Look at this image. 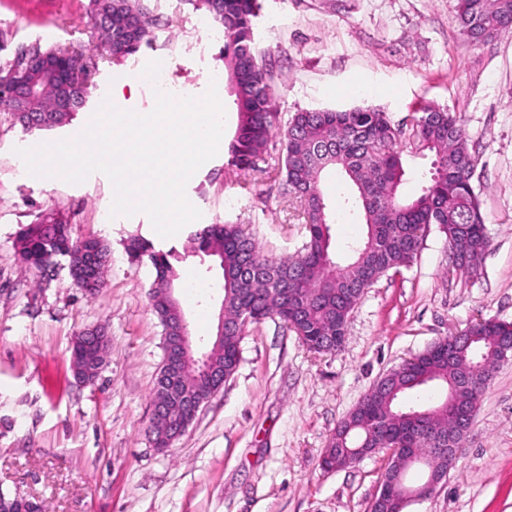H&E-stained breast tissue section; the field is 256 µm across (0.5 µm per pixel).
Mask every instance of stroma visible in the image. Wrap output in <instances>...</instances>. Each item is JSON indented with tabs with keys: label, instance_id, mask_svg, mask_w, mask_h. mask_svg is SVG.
<instances>
[{
	"label": "stroma",
	"instance_id": "stroma-1",
	"mask_svg": "<svg viewBox=\"0 0 512 512\" xmlns=\"http://www.w3.org/2000/svg\"><path fill=\"white\" fill-rule=\"evenodd\" d=\"M253 22L287 122L299 109L373 106L396 124L432 102L453 112L476 158L472 178L490 245L477 271L450 266L446 237L430 227L418 258L381 277L353 310L343 345L309 351L280 320L247 324L240 362L166 450L154 447L153 392L163 363V326L152 305L156 277L134 262L126 240L189 246V229L164 239L146 215L109 219L113 189L22 175L15 150L80 132L119 78L157 60L174 83L202 95L224 74V33L202 28L188 0H149L165 24L151 47L121 61L100 56L89 0H0V65L22 44L82 51L93 62L84 105L49 131L28 132L0 112V493L44 512H369L386 454L328 471L321 457L338 423L377 380L439 338L478 319L512 322V30L475 45L456 21L457 0H259ZM224 154L189 180L201 223H241L263 255L295 256L308 232L278 183L228 171ZM339 219L337 260L366 226L346 205L341 178L323 184ZM52 213L75 240L111 250L96 295L77 287L66 258L39 272L22 262L20 230ZM173 296L195 353L210 349L221 275L211 258L178 267ZM107 332V361L95 384L70 370L76 335ZM405 512H512V361L479 398L474 423L445 482Z\"/></svg>",
	"mask_w": 512,
	"mask_h": 512
}]
</instances>
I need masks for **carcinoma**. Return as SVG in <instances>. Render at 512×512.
<instances>
[{"mask_svg":"<svg viewBox=\"0 0 512 512\" xmlns=\"http://www.w3.org/2000/svg\"><path fill=\"white\" fill-rule=\"evenodd\" d=\"M194 5L224 29V67L237 112L236 129L227 145V166L260 170L282 183L285 193L300 204L309 236L297 255L284 260L263 255L256 240L237 223L197 227L189 235L190 250L181 255L173 249L158 250L144 237L131 238L128 254L134 259L148 257L156 270L153 308L161 323L172 322L176 316L164 291L168 281L177 279L175 264L191 255L213 258L224 275V313L233 330L224 333V348L210 350L209 362L229 375L239 360L240 315L248 314L254 321L277 317L302 337L308 349L322 352L326 337L345 334L344 312L362 298L356 289H367L388 271L408 265L432 224L446 234L452 268L478 266L489 239L472 184L476 159L464 130L448 109L423 103L405 127L393 125L386 113L370 107L299 110L283 127L272 110L269 73L254 44L258 0H194ZM90 15L97 30L112 16V46L102 43L100 49L116 61L151 46L161 24L148 0H90ZM130 15L141 21L135 34L122 28ZM457 21L463 35L481 42L512 26V0H458ZM27 53L57 56L62 75L79 84L73 109L83 106L90 66L72 73L76 60L85 58L83 53L57 44L22 45L0 66V78H25L23 57ZM60 84L61 79L53 74L37 86L39 94L29 102V111L9 109L15 122L26 131L50 130L68 119L67 112L43 111ZM276 144L282 155L272 164L271 150ZM408 149L432 158L429 176L414 198L401 192ZM331 171L341 174L348 201L367 227L365 238L349 247V257L342 264L334 261L336 246L330 233L334 218L321 190ZM18 245L22 258L37 268L51 266L63 256L70 273L76 275L86 260L83 243L72 240L66 225L52 216L23 227ZM467 333L472 336L471 344L457 349L450 360L429 362L420 371L415 358L403 361L386 391L361 402L338 425L322 462L347 466L359 460L353 449L378 445L380 432L374 423L378 417L389 428L405 431L427 410L432 422L448 425L446 398L431 405L405 402L410 393L428 385L447 390L467 375L477 386L461 390L458 400L474 408L478 393L498 365L497 346L512 336V329L502 322L479 319ZM177 382L194 395L214 387L209 375L191 364L180 367Z\"/></svg>","mask_w":512,"mask_h":512,"instance_id":"cac0c4a2","label":"carcinoma"}]
</instances>
